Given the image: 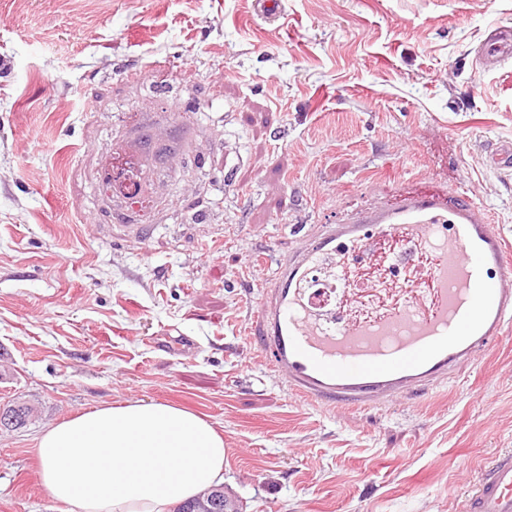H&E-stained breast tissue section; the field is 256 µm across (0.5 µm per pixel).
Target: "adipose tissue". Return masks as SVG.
Masks as SVG:
<instances>
[{
    "instance_id": "1",
    "label": "adipose tissue",
    "mask_w": 512,
    "mask_h": 512,
    "mask_svg": "<svg viewBox=\"0 0 512 512\" xmlns=\"http://www.w3.org/2000/svg\"><path fill=\"white\" fill-rule=\"evenodd\" d=\"M39 479L66 512H172L224 482V437L168 403L129 400L77 414L38 438Z\"/></svg>"
}]
</instances>
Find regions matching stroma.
Wrapping results in <instances>:
<instances>
[{
	"mask_svg": "<svg viewBox=\"0 0 512 512\" xmlns=\"http://www.w3.org/2000/svg\"><path fill=\"white\" fill-rule=\"evenodd\" d=\"M0 0V512H59L47 427L128 400L223 432L239 512H460L512 451V330L381 407L292 395L251 336L302 233L430 183L512 242V59L475 51L512 0ZM142 125L159 202L102 188ZM144 224L132 238L127 221Z\"/></svg>",
	"mask_w": 512,
	"mask_h": 512,
	"instance_id": "stroma-1",
	"label": "stroma"
}]
</instances>
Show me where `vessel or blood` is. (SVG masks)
Instances as JSON below:
<instances>
[{
	"instance_id": "1",
	"label": "vessel or blood",
	"mask_w": 512,
	"mask_h": 512,
	"mask_svg": "<svg viewBox=\"0 0 512 512\" xmlns=\"http://www.w3.org/2000/svg\"><path fill=\"white\" fill-rule=\"evenodd\" d=\"M512 58L492 32L484 68ZM332 268L335 302L309 283ZM512 327L506 239L468 199L403 195L385 210L330 224L280 263L262 288L253 336L291 393L320 404L376 407L446 382ZM462 512H512V452L487 463Z\"/></svg>"
}]
</instances>
